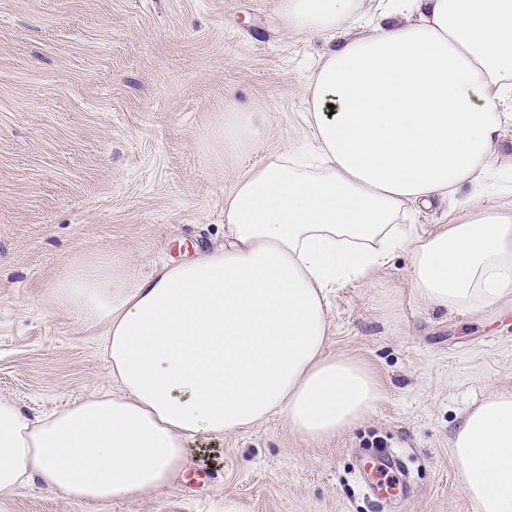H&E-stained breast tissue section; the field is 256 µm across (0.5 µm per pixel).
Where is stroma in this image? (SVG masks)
Instances as JSON below:
<instances>
[{"instance_id":"35a3bbf8","label":"stroma","mask_w":512,"mask_h":512,"mask_svg":"<svg viewBox=\"0 0 512 512\" xmlns=\"http://www.w3.org/2000/svg\"><path fill=\"white\" fill-rule=\"evenodd\" d=\"M332 43L284 26L279 0H0V396L30 415L107 386L101 336L50 301L67 269L152 267L224 243L237 172L309 139L302 88ZM266 112L264 139L223 156L226 105ZM327 351L383 395L314 445L275 416L193 443L158 494L99 505L32 483L0 512H471L450 446L463 412L512 390V295L429 308L398 255L328 297ZM400 454L406 492L376 504L360 457ZM213 483L197 487L191 470Z\"/></svg>"}]
</instances>
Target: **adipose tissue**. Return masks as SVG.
<instances>
[{"label":"adipose tissue","mask_w":512,"mask_h":512,"mask_svg":"<svg viewBox=\"0 0 512 512\" xmlns=\"http://www.w3.org/2000/svg\"><path fill=\"white\" fill-rule=\"evenodd\" d=\"M363 0H280L286 27L338 40L308 83L314 143L238 176L223 248L146 275L97 262L52 290L89 328L117 391L26 415L0 398V494L39 480L84 503L158 493L188 448L282 415L320 444L382 397L361 361L326 352L328 294L370 285L395 255L425 306L477 310L512 295V207L482 204L512 128V0H388L370 35L342 39ZM259 111H226L216 140L246 148ZM470 196H463V189ZM463 200L435 232L410 207ZM451 455L474 512H512V391L464 412Z\"/></svg>","instance_id":"adipose-tissue-1"}]
</instances>
